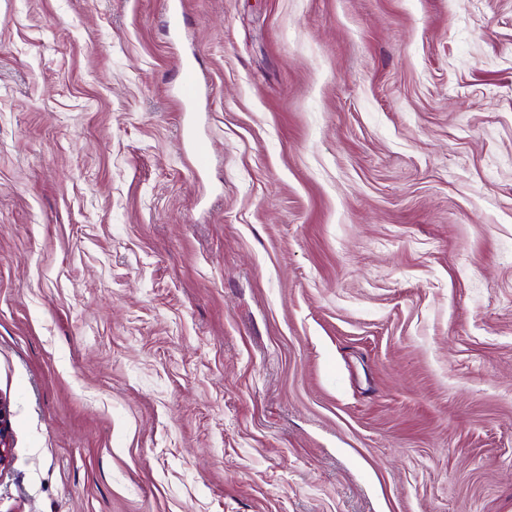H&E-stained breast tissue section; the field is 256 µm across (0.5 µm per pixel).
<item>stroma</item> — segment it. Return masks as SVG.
<instances>
[{"label": "stroma", "instance_id": "35a3bbf8", "mask_svg": "<svg viewBox=\"0 0 512 512\" xmlns=\"http://www.w3.org/2000/svg\"><path fill=\"white\" fill-rule=\"evenodd\" d=\"M167 3L0 0V512H512V0ZM178 94L185 102L194 101L199 94V78L192 63H182L179 69Z\"/></svg>", "mask_w": 512, "mask_h": 512}]
</instances>
